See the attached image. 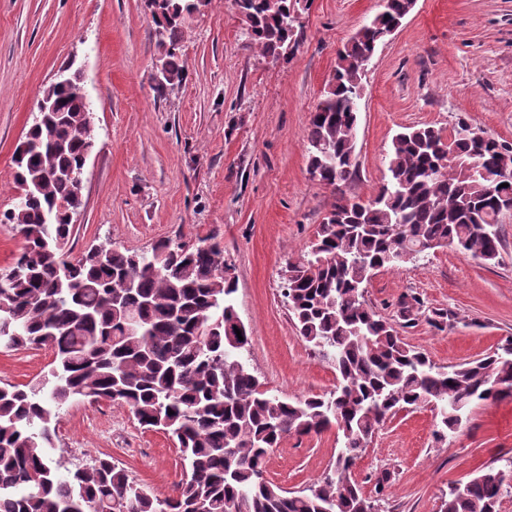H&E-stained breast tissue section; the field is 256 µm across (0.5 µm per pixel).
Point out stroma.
Instances as JSON below:
<instances>
[{
	"label": "stroma",
	"instance_id": "obj_1",
	"mask_svg": "<svg viewBox=\"0 0 512 512\" xmlns=\"http://www.w3.org/2000/svg\"><path fill=\"white\" fill-rule=\"evenodd\" d=\"M378 10L376 0H313L302 37L278 61L250 47L233 0H209L184 33L187 78L158 93V50L145 0H0V211L12 207L13 154L43 89L80 68L94 147L74 217L73 253L110 244L149 249L214 236L234 267L235 307L249 331L246 360L294 400L334 391L328 357L303 342L282 295L288 265L308 254L335 196L309 173L310 113L336 53ZM512 144V0H416L368 63L348 196L376 195L394 135L409 125L451 132L459 119ZM498 264L450 247L379 271L364 297L408 345L448 367L512 337V214L499 226ZM452 319L434 327L433 311ZM51 351L0 349V385H32ZM432 407L399 411L350 473L381 512H440L448 489L512 457V398L474 403L463 426L435 436ZM62 468L109 456L146 490L172 494L187 467L165 431L120 404L75 401L57 418ZM341 432L289 435L265 476L296 492L323 477Z\"/></svg>",
	"mask_w": 512,
	"mask_h": 512
}]
</instances>
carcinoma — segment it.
<instances>
[{
    "instance_id": "1",
    "label": "carcinoma",
    "mask_w": 512,
    "mask_h": 512,
    "mask_svg": "<svg viewBox=\"0 0 512 512\" xmlns=\"http://www.w3.org/2000/svg\"><path fill=\"white\" fill-rule=\"evenodd\" d=\"M234 2L249 45L262 55L277 60L298 47L294 15L310 0ZM206 3L161 0L151 12L163 73L157 92L185 80L183 28ZM411 9L412 0H385L338 52L311 111L309 171L336 198L311 251L290 264L283 296L299 337L336 369L328 396L288 400L262 388L242 359L248 330L215 237L72 254L68 210L82 205L93 117L79 73L45 88L58 111L41 114L17 146L14 184L27 196L0 213V223L23 237L14 263L0 269V348H47L54 359L30 387L0 386V512H377L349 472L387 418L430 404L436 435L446 437L473 403L512 395V338L449 370L406 344L364 299L372 276L395 266L396 252L454 245L498 261L499 217L512 203V178L498 179L512 171V146L475 136L463 119L447 135L426 125L398 133L377 195H346L356 174L363 61ZM75 399L123 404L142 427L170 433L188 464L175 494H147L109 458L59 475L50 456L56 419ZM333 427L343 446L323 478L288 492L264 476L267 456L285 437ZM505 468L512 471L511 458L479 470L464 493L449 490L440 512H496Z\"/></svg>"
}]
</instances>
